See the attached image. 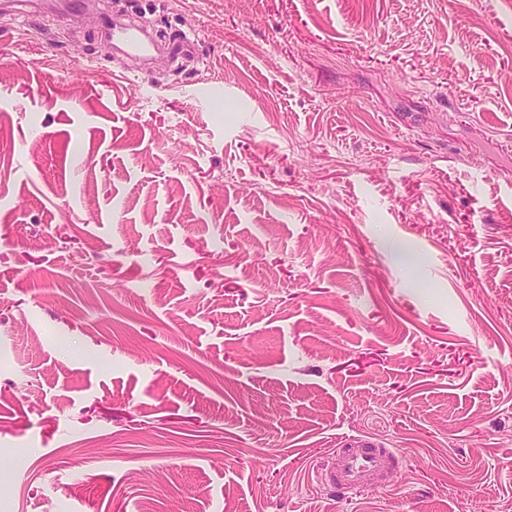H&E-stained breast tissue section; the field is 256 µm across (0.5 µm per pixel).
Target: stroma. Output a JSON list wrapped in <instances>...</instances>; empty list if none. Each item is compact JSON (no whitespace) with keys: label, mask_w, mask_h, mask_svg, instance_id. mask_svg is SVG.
<instances>
[{"label":"stroma","mask_w":512,"mask_h":512,"mask_svg":"<svg viewBox=\"0 0 512 512\" xmlns=\"http://www.w3.org/2000/svg\"><path fill=\"white\" fill-rule=\"evenodd\" d=\"M125 10L0 0V512H512V0ZM106 33L112 38L124 44L129 50L143 52L147 49L141 30L130 23H115L112 20L106 22ZM396 458L392 448H382L368 437H353L342 448H336L331 465L321 474V481L342 494L377 487L397 473Z\"/></svg>","instance_id":"1"}]
</instances>
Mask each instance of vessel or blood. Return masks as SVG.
<instances>
[{
  "instance_id": "b4317fda",
  "label": "vessel or blood",
  "mask_w": 512,
  "mask_h": 512,
  "mask_svg": "<svg viewBox=\"0 0 512 512\" xmlns=\"http://www.w3.org/2000/svg\"><path fill=\"white\" fill-rule=\"evenodd\" d=\"M106 33L134 52L147 48L141 30L132 24L107 21ZM396 458L393 449L381 447L371 438L353 437L334 452L321 480L343 494L358 488L375 487L394 477Z\"/></svg>"
}]
</instances>
